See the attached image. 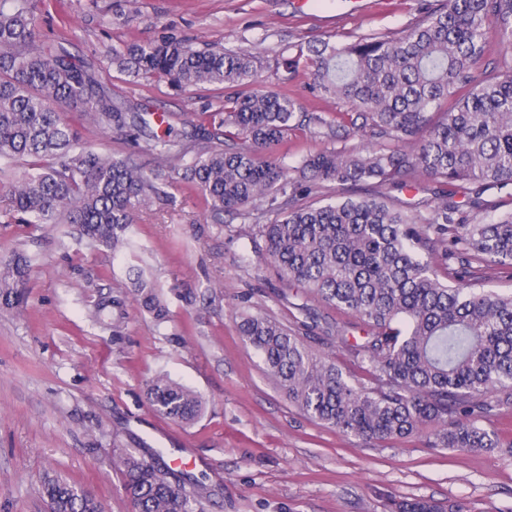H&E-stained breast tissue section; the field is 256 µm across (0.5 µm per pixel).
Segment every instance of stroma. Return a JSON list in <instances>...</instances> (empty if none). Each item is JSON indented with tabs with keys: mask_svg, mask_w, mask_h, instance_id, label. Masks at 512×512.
<instances>
[{
	"mask_svg": "<svg viewBox=\"0 0 512 512\" xmlns=\"http://www.w3.org/2000/svg\"><path fill=\"white\" fill-rule=\"evenodd\" d=\"M40 33L64 34L72 53L101 60L99 75L131 105L168 117L172 137L189 136L221 109L234 88L182 90L105 63L108 47L174 35L254 57L261 90L294 98L313 122L294 123L277 155L288 165L334 143L366 144L350 132L349 106L310 92L312 67L301 48L346 43L363 34L393 36L441 0H33ZM296 59L285 72L283 58ZM98 152L157 161L146 139L131 142L78 122ZM172 203L143 208L131 249L112 254L69 224L0 225V261L31 257L26 303L0 312V512H47L37 477L56 471L80 482L106 512H132L124 478L112 464L124 452L188 459L189 475L212 489L203 512H392L412 499L461 501L468 512H512V452L433 448L426 436L366 443L304 415L280 391L261 356L238 335L240 314L261 312L297 328L304 312L347 327L345 338L316 333L309 345L349 379L361 372L349 351L365 333L353 319L305 288L279 280L255 252L269 205L216 223L203 198L178 174ZM387 195L394 206L424 191H382L372 182L326 183L298 196L321 206L345 196ZM252 253L243 265V253ZM157 288L166 323L127 301L111 324L91 316L99 295L130 292L135 276ZM159 375L197 391L204 415L184 425L151 407L146 387Z\"/></svg>",
	"mask_w": 512,
	"mask_h": 512,
	"instance_id": "1",
	"label": "stroma"
}]
</instances>
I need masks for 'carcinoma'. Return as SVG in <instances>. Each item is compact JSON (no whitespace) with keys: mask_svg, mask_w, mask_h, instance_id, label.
I'll return each mask as SVG.
<instances>
[{"mask_svg":"<svg viewBox=\"0 0 512 512\" xmlns=\"http://www.w3.org/2000/svg\"><path fill=\"white\" fill-rule=\"evenodd\" d=\"M493 31L512 42V0H445L395 37L308 46L315 91L350 106L352 129L390 141L377 149L333 147L293 167L259 161L273 154L299 110L294 99L268 91L226 98L195 155L177 149L166 131L151 135L152 153L176 157L182 179L217 218L322 182L374 181L400 191L420 177L433 184L434 200L418 201L410 213L375 196L346 197L279 210L257 225L280 280L307 288L365 328L351 353L367 381L354 383L299 331L263 314L237 323L288 400L345 435L386 441L427 432L436 448L503 447L490 422L512 410V294L477 287L472 264L512 269V211L477 223L466 215L488 210V189H512V60L478 72ZM107 60L185 88L242 85L257 75L248 54L173 36L114 47ZM448 102L451 109L439 111ZM63 107L134 142L149 127L63 38L39 39L32 0H0V176L11 196L0 216L6 224H73L91 244L121 252L131 247L138 211L172 199L164 190L168 176H149L129 156L85 147ZM21 160L29 171L11 177ZM31 267L28 257L0 263V311L20 309ZM133 293L157 323L167 322L155 288L139 283ZM124 305L122 297L101 295L93 318L103 323ZM147 396L159 413L184 424L205 406L198 392L165 376L148 384ZM114 465L135 512H199L209 493L202 480L186 488L158 455L126 452ZM39 491L49 512H105L59 474H43ZM395 509L468 512L460 501L422 499Z\"/></svg>","mask_w":512,"mask_h":512,"instance_id":"cac0c4a2","label":"carcinoma"}]
</instances>
